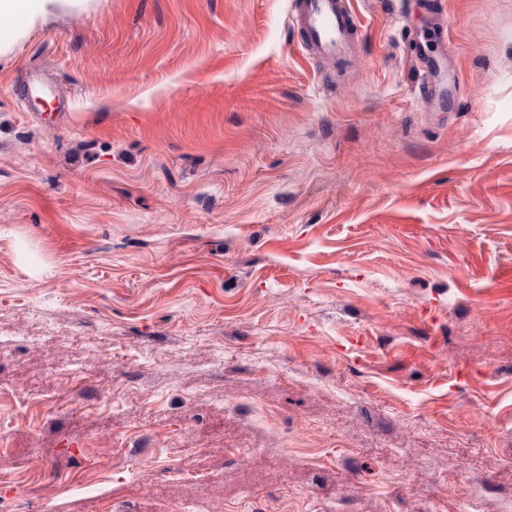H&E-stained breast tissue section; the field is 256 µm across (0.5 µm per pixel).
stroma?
Masks as SVG:
<instances>
[{"label": "stroma", "mask_w": 512, "mask_h": 512, "mask_svg": "<svg viewBox=\"0 0 512 512\" xmlns=\"http://www.w3.org/2000/svg\"><path fill=\"white\" fill-rule=\"evenodd\" d=\"M296 2L0 29V512L512 507V0ZM296 26L303 41L325 58L344 57L359 40L361 26L346 0H298ZM439 46L435 43L432 54H420L417 57L419 72L418 96L422 102H427L435 92V76L441 71L438 55Z\"/></svg>", "instance_id": "stroma-1"}]
</instances>
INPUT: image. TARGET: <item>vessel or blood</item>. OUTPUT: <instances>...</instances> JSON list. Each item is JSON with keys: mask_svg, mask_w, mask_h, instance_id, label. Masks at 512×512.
Returning a JSON list of instances; mask_svg holds the SVG:
<instances>
[{"mask_svg": "<svg viewBox=\"0 0 512 512\" xmlns=\"http://www.w3.org/2000/svg\"><path fill=\"white\" fill-rule=\"evenodd\" d=\"M303 41L325 58L344 57L358 41L361 27L348 0H298L295 18ZM418 96L428 101L435 92V77L441 71L438 54L417 58Z\"/></svg>", "mask_w": 512, "mask_h": 512, "instance_id": "b4317fda", "label": "vessel or blood"}]
</instances>
